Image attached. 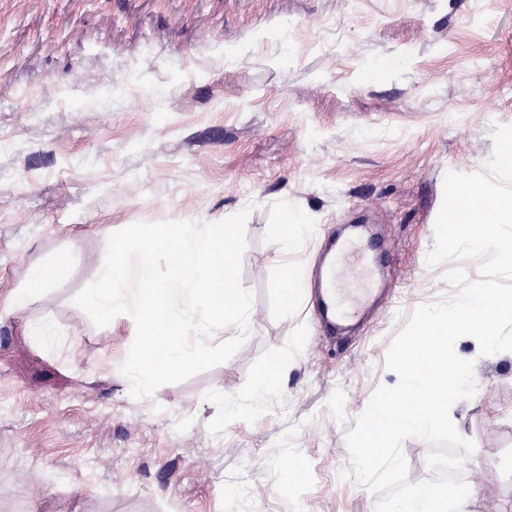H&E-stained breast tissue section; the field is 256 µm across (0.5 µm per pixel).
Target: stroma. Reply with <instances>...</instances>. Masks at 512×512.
<instances>
[{"label": "stroma", "instance_id": "35a3bbf8", "mask_svg": "<svg viewBox=\"0 0 512 512\" xmlns=\"http://www.w3.org/2000/svg\"><path fill=\"white\" fill-rule=\"evenodd\" d=\"M512 125V0H0V301L72 251L44 300L0 322V512H374L341 473L347 431L398 377L389 347L455 293L431 266L446 172L484 171ZM247 211L252 326L227 362L153 397L120 367L137 328L74 303L109 236ZM311 229L287 261L290 213ZM385 285L362 324L283 304L282 265L314 276L351 225ZM52 325L42 343L29 336ZM455 415L481 512L512 498V352L475 356ZM279 389L245 420L211 399ZM300 454L308 482L283 465Z\"/></svg>", "mask_w": 512, "mask_h": 512}]
</instances>
